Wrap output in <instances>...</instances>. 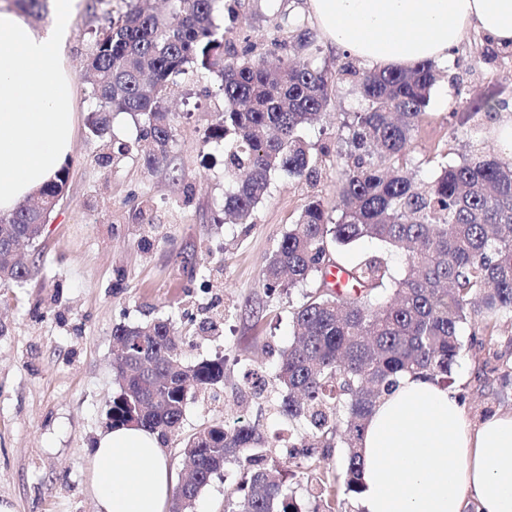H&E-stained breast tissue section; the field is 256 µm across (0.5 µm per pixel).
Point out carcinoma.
<instances>
[{
  "label": "carcinoma",
  "instance_id": "obj_1",
  "mask_svg": "<svg viewBox=\"0 0 512 512\" xmlns=\"http://www.w3.org/2000/svg\"><path fill=\"white\" fill-rule=\"evenodd\" d=\"M150 2L128 0L126 12L100 30L89 62L98 109L88 129L114 153L136 150L151 168L174 141L163 107L167 90L191 68L216 74L224 113L210 139L224 146V170L237 183L224 206L232 224L253 223L272 175L314 177L311 146L299 131L326 111L333 87L348 81L367 103L336 130V215L318 199L306 202L262 272L272 293L319 282L292 312L294 340L276 380L285 389L282 414L302 423L312 440L292 447L291 456L346 449L343 471L317 472L313 480L327 497L324 512H347L362 492L358 443L377 401L405 373L448 385L464 326L481 327L469 334L470 345L490 351L493 328L512 320V156L493 157L472 144L461 163L420 178L407 155L437 82L434 63L359 71L346 62L332 72L315 63L321 48L313 34L283 11L276 30L293 28V41L273 39L281 56L272 71L249 38H226L218 0H171L165 14ZM114 112L142 123L134 143L109 136ZM67 180L63 167L38 191L43 206L26 202L0 215V280L22 284L35 275L36 264H13L12 253L19 242L38 239L36 224L48 219ZM364 239L400 253L401 275L385 254L372 252L347 266L350 287L329 282L334 253ZM387 288L389 296L377 299ZM112 336V428L133 422L163 438L176 435L188 401L224 376L219 358L186 364L168 320L121 323ZM264 446L260 430L246 424L214 423L187 436L182 451L190 471L171 512H193L202 488L228 461L241 470L233 512H302L280 465L259 452Z\"/></svg>",
  "mask_w": 512,
  "mask_h": 512
}]
</instances>
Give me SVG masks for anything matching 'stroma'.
<instances>
[{"mask_svg":"<svg viewBox=\"0 0 512 512\" xmlns=\"http://www.w3.org/2000/svg\"><path fill=\"white\" fill-rule=\"evenodd\" d=\"M284 6L311 26L305 0H220L218 19L231 39L250 35L265 51L272 38L288 37L274 29ZM125 10V0H78L66 52L77 112L66 192L41 236L21 249L25 260L37 262L35 276L21 285L0 280V501L14 512H95L92 452L108 429L117 390L112 328L166 317L183 338L186 363L224 360L223 381L189 400L180 434L165 442L175 480L186 471L184 436L243 419L266 434L267 455L287 471L290 490L311 512L312 474L343 469L344 451L288 456L302 427L277 413L282 390L274 373L293 341L291 313L307 288L267 293L261 271L310 198L334 208L336 157L320 149L335 148L340 116L361 111L362 103L350 83H341L327 117L302 129L319 152L316 183L275 175L253 223H225L232 184L222 151L208 140L224 110L215 76L194 72L171 88L165 104L174 142L154 168L134 153L106 158L87 128L95 102L84 65L96 32ZM488 46L470 33L442 67L411 146L422 176L433 177L439 163L468 153L459 114L512 101V53L488 61ZM208 321L219 324L217 334L200 333ZM453 379L469 422L512 410V384L501 386L474 348H463ZM239 479L238 464L227 463L201 491L195 512H224Z\"/></svg>","mask_w":512,"mask_h":512,"instance_id":"stroma-1","label":"stroma"}]
</instances>
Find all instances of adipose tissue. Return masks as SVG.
<instances>
[{"label": "adipose tissue", "mask_w": 512, "mask_h": 512, "mask_svg": "<svg viewBox=\"0 0 512 512\" xmlns=\"http://www.w3.org/2000/svg\"><path fill=\"white\" fill-rule=\"evenodd\" d=\"M77 0H53L35 27L0 7V213L53 180L75 135L73 77L62 63ZM328 50L368 68L445 64L468 30L512 50V0H306ZM362 512H512V411L471 424L455 391L404 375L369 416ZM172 472L158 433L100 436L90 492L96 512H166Z\"/></svg>", "instance_id": "adipose-tissue-1"}]
</instances>
